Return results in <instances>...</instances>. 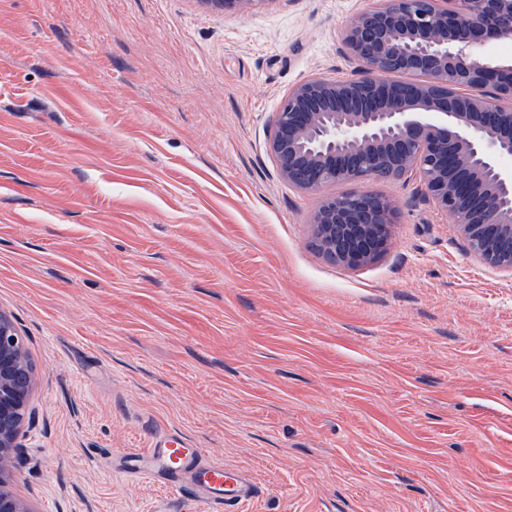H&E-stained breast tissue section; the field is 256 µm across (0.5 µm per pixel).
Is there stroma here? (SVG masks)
I'll use <instances>...</instances> for the list:
<instances>
[{
  "mask_svg": "<svg viewBox=\"0 0 512 512\" xmlns=\"http://www.w3.org/2000/svg\"><path fill=\"white\" fill-rule=\"evenodd\" d=\"M381 0H0V311L35 368L9 470L35 512H225L124 473L160 436L242 470L236 512H512V276L417 177L291 187L294 85L352 78ZM391 198L376 261L308 220ZM396 221L391 200L354 191L323 200L309 226L316 248L325 257L343 267L358 268L387 250Z\"/></svg>",
  "mask_w": 512,
  "mask_h": 512,
  "instance_id": "obj_1",
  "label": "stroma"
}]
</instances>
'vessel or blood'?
<instances>
[{"mask_svg":"<svg viewBox=\"0 0 512 512\" xmlns=\"http://www.w3.org/2000/svg\"><path fill=\"white\" fill-rule=\"evenodd\" d=\"M130 460L127 473L190 489L212 503L236 506L254 494L247 475L226 470L223 465L207 460L202 449L174 440L158 439L152 448L132 453Z\"/></svg>","mask_w":512,"mask_h":512,"instance_id":"obj_1","label":"vessel or blood"}]
</instances>
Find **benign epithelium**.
Segmentation results:
<instances>
[{"mask_svg":"<svg viewBox=\"0 0 512 512\" xmlns=\"http://www.w3.org/2000/svg\"><path fill=\"white\" fill-rule=\"evenodd\" d=\"M245 11L261 0H206ZM512 41V0H383L348 23L358 77H314L275 113L269 150L281 178L303 192L378 177L419 175L430 198L483 265L512 275V63L482 56ZM422 80L402 83L397 76ZM391 200L354 191L322 201L310 219L316 248L358 268L390 245ZM35 384L26 342L0 312V512H35L4 487L21 447Z\"/></svg>","mask_w":512,"mask_h":512,"instance_id":"obj_1","label":"benign epithelium"}]
</instances>
